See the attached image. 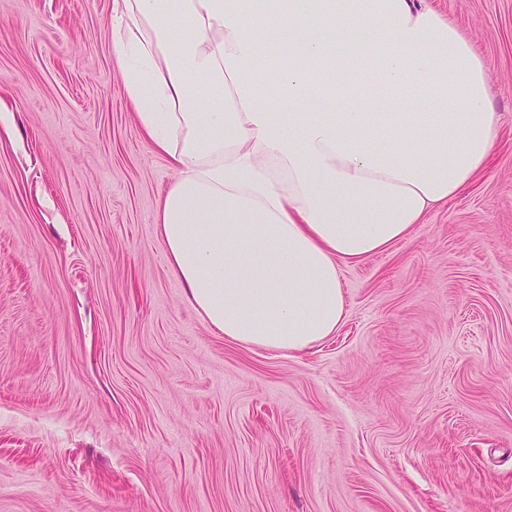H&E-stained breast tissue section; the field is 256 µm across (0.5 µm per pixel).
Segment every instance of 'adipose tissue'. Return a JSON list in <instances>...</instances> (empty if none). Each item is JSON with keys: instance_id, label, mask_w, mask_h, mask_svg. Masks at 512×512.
Listing matches in <instances>:
<instances>
[{"instance_id": "ef3b65f1", "label": "adipose tissue", "mask_w": 512, "mask_h": 512, "mask_svg": "<svg viewBox=\"0 0 512 512\" xmlns=\"http://www.w3.org/2000/svg\"><path fill=\"white\" fill-rule=\"evenodd\" d=\"M120 4L114 65L177 174L161 242L230 340L301 352L331 336L341 264L409 236L487 166L486 66L426 0Z\"/></svg>"}]
</instances>
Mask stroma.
I'll return each mask as SVG.
<instances>
[{
	"instance_id": "35a3bbf8",
	"label": "stroma",
	"mask_w": 512,
	"mask_h": 512,
	"mask_svg": "<svg viewBox=\"0 0 512 512\" xmlns=\"http://www.w3.org/2000/svg\"><path fill=\"white\" fill-rule=\"evenodd\" d=\"M430 2L485 62L487 168L288 352L170 271L114 0H0V512H512V0Z\"/></svg>"
}]
</instances>
